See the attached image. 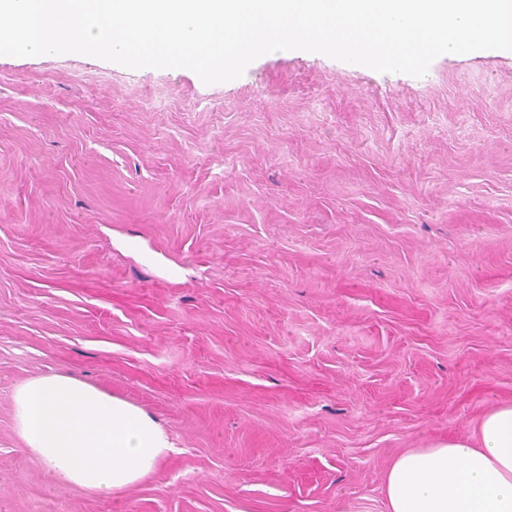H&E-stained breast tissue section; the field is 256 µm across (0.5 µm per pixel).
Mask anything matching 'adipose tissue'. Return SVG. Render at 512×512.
<instances>
[{"mask_svg": "<svg viewBox=\"0 0 512 512\" xmlns=\"http://www.w3.org/2000/svg\"><path fill=\"white\" fill-rule=\"evenodd\" d=\"M26 451L93 495H117L152 477L175 447L145 411L73 376H37L14 393ZM387 512H512V404L473 433L399 455L385 475Z\"/></svg>", "mask_w": 512, "mask_h": 512, "instance_id": "obj_1", "label": "adipose tissue"}]
</instances>
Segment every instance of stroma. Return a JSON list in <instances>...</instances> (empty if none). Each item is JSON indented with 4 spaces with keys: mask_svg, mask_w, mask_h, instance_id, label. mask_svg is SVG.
<instances>
[{
    "mask_svg": "<svg viewBox=\"0 0 512 512\" xmlns=\"http://www.w3.org/2000/svg\"><path fill=\"white\" fill-rule=\"evenodd\" d=\"M56 372L175 452L61 487L13 408ZM506 402L512 54L0 56V512H385L399 454Z\"/></svg>",
    "mask_w": 512,
    "mask_h": 512,
    "instance_id": "1",
    "label": "stroma"
}]
</instances>
